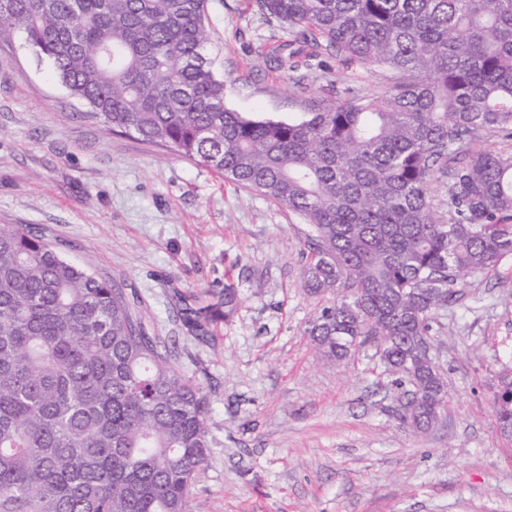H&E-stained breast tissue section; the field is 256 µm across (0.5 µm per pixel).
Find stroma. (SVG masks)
<instances>
[{
  "mask_svg": "<svg viewBox=\"0 0 512 512\" xmlns=\"http://www.w3.org/2000/svg\"><path fill=\"white\" fill-rule=\"evenodd\" d=\"M206 26L225 104L245 114L298 118L394 79L332 56L293 87L255 53L285 32L254 0H206ZM1 224L30 226L120 284L176 370L205 387L210 458L192 512H512V439L493 412L512 368V255L434 315L446 408L435 429L413 433L374 346L337 367L304 333L325 303L300 288L310 225L169 147L107 130L6 24ZM189 309L210 310L204 338Z\"/></svg>",
  "mask_w": 512,
  "mask_h": 512,
  "instance_id": "obj_1",
  "label": "stroma"
}]
</instances>
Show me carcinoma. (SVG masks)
Here are the masks:
<instances>
[{"mask_svg":"<svg viewBox=\"0 0 512 512\" xmlns=\"http://www.w3.org/2000/svg\"><path fill=\"white\" fill-rule=\"evenodd\" d=\"M61 84L106 127L224 175L302 217L301 287L336 295L306 329L326 360L383 344L413 392L415 433L440 421L431 319L467 274L512 255V0H255L288 26L257 50L294 74L336 52L400 80L301 119L224 104L206 0H4ZM448 178V216L433 184ZM209 397L171 364L123 288L24 224L0 225V512H190L210 454ZM512 437V370L494 401Z\"/></svg>","mask_w":512,"mask_h":512,"instance_id":"obj_1","label":"carcinoma"}]
</instances>
